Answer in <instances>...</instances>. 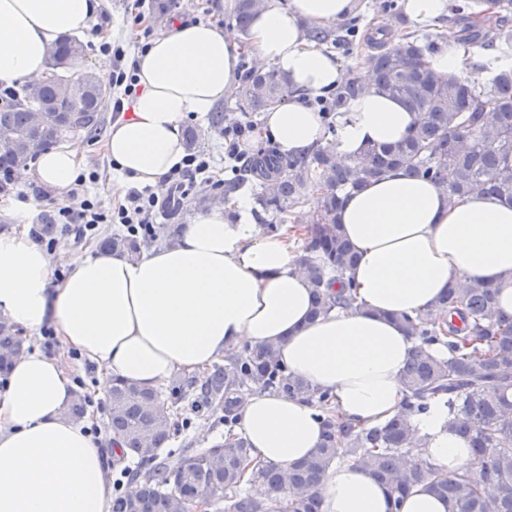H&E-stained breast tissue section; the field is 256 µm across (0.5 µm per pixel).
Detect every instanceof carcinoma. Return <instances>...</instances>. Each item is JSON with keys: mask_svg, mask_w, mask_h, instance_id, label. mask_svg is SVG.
Returning a JSON list of instances; mask_svg holds the SVG:
<instances>
[{"mask_svg": "<svg viewBox=\"0 0 512 512\" xmlns=\"http://www.w3.org/2000/svg\"><path fill=\"white\" fill-rule=\"evenodd\" d=\"M264 2L236 0L237 25L248 29ZM381 9L394 18L399 42L388 44L390 28L368 34L377 53L366 64L376 90L414 115L412 133L397 143L371 145L347 163L336 162L332 143L310 159L262 151L244 173L224 181V192L231 193L258 171L275 179L273 190L257 193V200L264 210L279 214L315 196L312 225L299 249L314 290V317L355 302L345 284L346 293L339 296L326 291L357 259L338 223L344 194L400 169L442 187L450 203L465 195H492L512 206V0H452L448 5L459 39L484 50L475 61L486 74L480 86L457 75L439 80L426 57L440 45L401 30L404 17L396 0H384ZM86 52L87 43L77 37L59 40L49 53L48 75L0 103V131L12 135L0 146V192L10 190L14 173L34 161L31 143L47 147L77 132H101L111 89L87 71L75 95L64 75ZM361 88L357 78L345 81L331 109L357 98ZM291 95L287 78L255 70L239 88L235 109L258 114ZM98 245L130 255L141 251L133 234H112ZM438 305L397 319L416 346L402 377L401 407L377 427L343 423L333 397L288 372L272 346L246 344L224 363L180 377L164 390L112 381L107 428L125 447L112 466L137 483V491L116 490L111 512H193L205 495L213 497L216 512H322L321 479L337 463L368 471L386 488L390 512H400L402 499L418 485L448 502L450 512H512V317L499 309L494 287L480 280L461 292L448 289ZM24 343L22 330L0 317V376L9 373ZM436 344L448 347L447 357L433 355ZM252 390L300 396L320 411L318 448L293 464L286 477L273 463L252 464L250 444L233 433L237 411ZM440 401L448 407V427L471 448L478 472L450 477L415 452V420ZM187 407L197 413L224 408V439L168 469L157 459ZM129 458L138 460V469L124 466ZM491 485L497 494L488 493Z\"/></svg>", "mask_w": 512, "mask_h": 512, "instance_id": "obj_1", "label": "carcinoma"}]
</instances>
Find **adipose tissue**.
I'll use <instances>...</instances> for the list:
<instances>
[{"label":"adipose tissue","mask_w":512,"mask_h":512,"mask_svg":"<svg viewBox=\"0 0 512 512\" xmlns=\"http://www.w3.org/2000/svg\"><path fill=\"white\" fill-rule=\"evenodd\" d=\"M97 0H0V83L44 74L59 36L88 31ZM356 0H266L245 40L212 21L180 20L138 58L130 117L104 142L122 180L160 185L182 167L183 125L212 111L236 88L241 53L288 78L294 91L272 106L263 133L286 156L312 157L326 143L306 96L344 79L335 54L310 36L348 17ZM413 115L365 86L336 118V158L350 161L373 143L406 138ZM83 155L76 144L42 149L30 179L70 190ZM31 204L10 201L0 217L17 231L0 234V316L39 332L52 324L60 342L105 373L157 389L177 371H198L241 345H270L289 371L334 396L343 420L371 427L395 414L400 378L415 341L396 318L430 308L448 288L482 280L512 314V207L492 196L449 201L432 182L388 172L348 193L338 221L359 254L344 274L356 307L311 318L312 288L289 230L267 233L245 192L198 212L171 244L128 256L95 250L72 259L52 285L46 251L26 230ZM75 385L55 357L21 355L0 390V512H109L107 455L89 418L65 412ZM419 456L448 474L471 460L437 407L417 424ZM254 461L282 468L321 442L315 405L271 391L248 396L234 427ZM323 512H389L386 492L362 468L331 467L320 487Z\"/></svg>","instance_id":"1"}]
</instances>
